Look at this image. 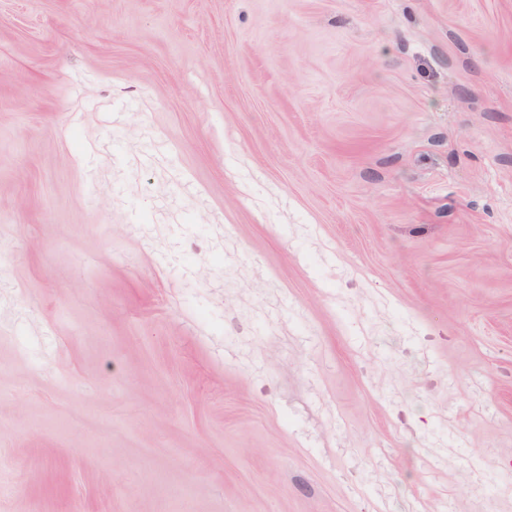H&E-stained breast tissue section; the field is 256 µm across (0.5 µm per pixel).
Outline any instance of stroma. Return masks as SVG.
Segmentation results:
<instances>
[{"instance_id":"1","label":"stroma","mask_w":512,"mask_h":512,"mask_svg":"<svg viewBox=\"0 0 512 512\" xmlns=\"http://www.w3.org/2000/svg\"><path fill=\"white\" fill-rule=\"evenodd\" d=\"M0 512H512V0H0Z\"/></svg>"}]
</instances>
